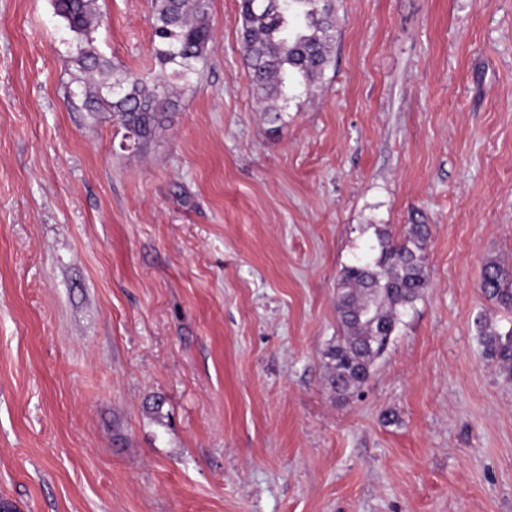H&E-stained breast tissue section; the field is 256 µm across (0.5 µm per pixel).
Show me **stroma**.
<instances>
[{"mask_svg": "<svg viewBox=\"0 0 512 512\" xmlns=\"http://www.w3.org/2000/svg\"><path fill=\"white\" fill-rule=\"evenodd\" d=\"M283 122L212 0L169 128L73 107L52 0H0V512H512V378L477 317L512 271V0H331ZM154 68L151 0H96ZM430 228V286L366 387L324 385L336 284ZM480 288L482 294L494 300L499 307L512 310V279L496 261L485 264Z\"/></svg>", "mask_w": 512, "mask_h": 512, "instance_id": "obj_1", "label": "stroma"}]
</instances>
